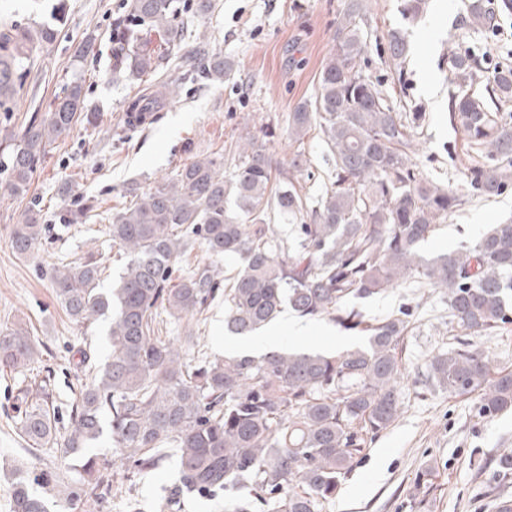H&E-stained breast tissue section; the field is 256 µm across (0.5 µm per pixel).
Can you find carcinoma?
I'll list each match as a JSON object with an SVG mask.
<instances>
[{
  "label": "carcinoma",
  "mask_w": 512,
  "mask_h": 512,
  "mask_svg": "<svg viewBox=\"0 0 512 512\" xmlns=\"http://www.w3.org/2000/svg\"><path fill=\"white\" fill-rule=\"evenodd\" d=\"M125 7L110 32L112 77L142 82L172 55L212 80L233 71L207 41L185 49L190 12H206L210 0L194 7L186 0H127ZM362 21V0H348L315 93L288 113L290 138L299 142L314 129L332 156L331 188L316 205L307 207L285 174L272 180L271 154L247 133L228 155L181 165L112 215V241L130 257L117 288H99L100 262L92 256L56 271L53 288L69 318L90 326L112 316L110 353L99 369L89 348L74 352L85 385L63 434L49 406L51 375L40 380L39 400L21 397L16 428L30 448H55L64 463L107 428L130 480L176 458L168 503L222 490L231 512H321L367 443L401 413L398 379L411 314L401 309L366 326L356 301L415 279L444 291L452 322L464 332L491 334L512 323L511 221L434 259L419 253L466 199L423 177L412 160L423 108H396L380 82L358 68ZM468 25L488 28L484 0H470ZM57 39L58 29L45 23L0 27V184L15 196L27 193L52 146L85 111L76 74L45 113L11 126L27 76ZM386 50L403 60L405 37L390 31ZM450 63L459 83L448 90V122L463 135L464 156L483 159L467 168L470 197L500 196L512 188V66L485 79L486 59L474 50L453 54ZM180 85L176 77L158 94L135 97L126 130L160 111ZM280 215L300 221L293 250L273 235L272 219ZM42 219L34 203L12 225L18 257L42 244ZM198 239L212 257L239 258L241 269L223 278L218 266L198 264L173 283L179 258ZM221 297L227 330L236 336L261 332L286 308L367 336L336 354L287 347L212 359L190 337L177 346L162 335V315L202 316ZM39 346L22 328L1 332L0 368L27 367ZM426 371L432 388L475 395L488 417L512 409V371H493L488 355L468 343L436 353ZM82 469V487L68 502L94 505L110 479L96 457L85 458ZM58 479L47 469L19 475L13 512H48L29 485Z\"/></svg>",
  "instance_id": "1"
}]
</instances>
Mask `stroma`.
I'll list each match as a JSON object with an SVG mask.
<instances>
[{
    "instance_id": "35a3bbf8",
    "label": "stroma",
    "mask_w": 512,
    "mask_h": 512,
    "mask_svg": "<svg viewBox=\"0 0 512 512\" xmlns=\"http://www.w3.org/2000/svg\"><path fill=\"white\" fill-rule=\"evenodd\" d=\"M365 2L366 74L379 79L392 100L404 95L422 106L426 122L415 156L419 168L441 185L465 189L463 140L448 122V90L456 81L449 59L454 52L479 47L486 51L490 67L512 66V15L503 17L492 34L467 25L469 0H426L424 13L414 18L403 15L401 0ZM54 3L0 0V25L51 21ZM65 3L60 35L28 76L12 123H24L33 107H47L76 72L85 76L87 108L98 119L93 125L75 123L54 144L34 175L27 198L13 197L0 187V330L22 327L42 344L30 369L0 370V512H11L14 471L19 467L61 470L65 489L47 496L49 512H129L132 499L139 512H161L160 490L170 484L172 467L126 481L119 449L110 436H102L92 453L106 461L113 484L122 491L107 494L99 507L91 509L66 500L67 490L82 482L78 460L65 468L55 449L31 455L17 434L13 405L39 371L48 368L55 374L52 401L65 426L83 381L73 365L71 346L90 345L101 362L109 354L108 321L85 328L69 319L55 298L53 274L92 253L104 266L100 287H115L128 257L112 241L108 226L113 212L129 205V188L146 191L184 162L223 153L242 128H250L269 148L278 168L288 170L296 149L289 142L286 117L313 94L346 0H211L210 10L193 18L188 32L194 38L206 36L231 59L232 74L221 82H186L154 123L127 134L121 130L125 110L145 87L112 79L109 33L124 0ZM391 29L401 31L411 46L399 67L386 51ZM90 33L97 37L95 49L76 58L77 47ZM400 69L408 84L404 91L394 83ZM269 129L274 132L270 139L265 136ZM301 149L304 165L294 173L293 183L312 204L331 187V160L316 132L307 134ZM69 186L94 205L90 223H60V210L72 202L65 193ZM33 200L41 205L50 232L34 256L20 259L10 247L9 228L21 221ZM506 220H512V190L490 200H471L449 215L421 244L420 252L429 259L453 251ZM401 306L413 313L399 385L402 412L367 445L322 512H491L494 496L512 500V478H501L489 465L498 455L512 453V410L484 417L475 397L429 389L424 375L432 355L463 339L484 350L495 366L512 369V324L491 335H464L452 324L442 293L409 283L358 304L372 324ZM166 323L164 336H197L203 351L219 357L216 339L226 333L223 301L212 304L204 321L185 316L167 318ZM314 326L307 336L279 329V347L335 354L362 340L326 317L315 320Z\"/></svg>"
}]
</instances>
